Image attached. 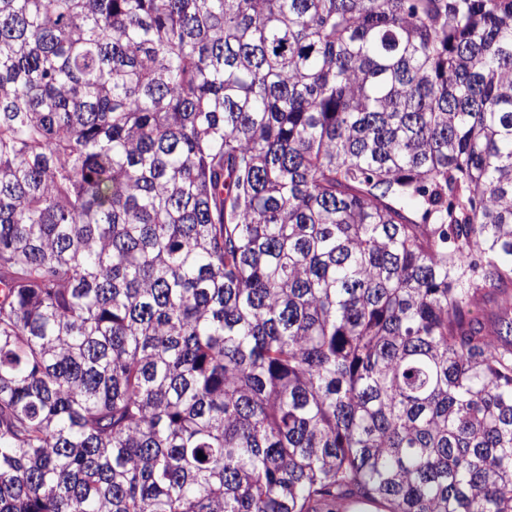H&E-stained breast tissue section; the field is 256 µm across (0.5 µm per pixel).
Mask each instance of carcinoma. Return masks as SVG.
<instances>
[{
  "label": "carcinoma",
  "mask_w": 512,
  "mask_h": 512,
  "mask_svg": "<svg viewBox=\"0 0 512 512\" xmlns=\"http://www.w3.org/2000/svg\"><path fill=\"white\" fill-rule=\"evenodd\" d=\"M367 503L512 512V0H0V512Z\"/></svg>",
  "instance_id": "cac0c4a2"
}]
</instances>
